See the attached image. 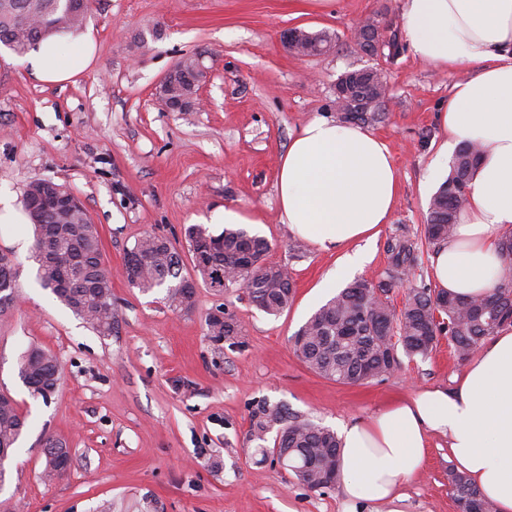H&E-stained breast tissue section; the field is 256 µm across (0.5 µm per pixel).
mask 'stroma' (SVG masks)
<instances>
[{
    "mask_svg": "<svg viewBox=\"0 0 512 512\" xmlns=\"http://www.w3.org/2000/svg\"><path fill=\"white\" fill-rule=\"evenodd\" d=\"M403 0H93L82 28L95 45L90 65L73 79L38 82L24 56L0 45V202L22 209V193L50 179L79 196L100 232L112 273L119 325L93 332L36 279L28 224L0 223V251L17 270V299L0 313V393L11 395L27 428L7 463L0 499L11 512H345L342 488L313 491L262 459L250 436L259 403L286 406L339 430L368 421L389 402L449 388L470 362L439 337L425 357L400 355L380 380L338 383L311 371L293 336L329 299L320 285L338 255L293 235L282 224L276 182L292 137L310 120L336 116L334 86L345 71L382 69L391 105L371 131L388 145L400 192L390 223L369 246L352 280L390 285L402 307L410 284H431L435 245L424 239L429 203L422 186L445 138L438 114L452 84L478 64L437 67L402 50L391 58L358 52L351 29L374 14L402 25ZM290 27L333 35L325 55L299 59L281 45ZM205 52L211 71L197 112L162 109L158 91L180 60ZM265 239L267 262L287 266L294 281L282 314L258 310L240 290L197 285L187 310L169 308L162 288L129 286L124 253L155 234L180 251L193 276L184 230L209 224L220 233L225 210ZM419 241L410 281L391 282L389 237ZM241 326L236 343H215L205 321L217 308ZM62 366L50 398L31 396L19 377L31 345ZM66 443L65 473L44 480L42 440ZM444 437L430 438L418 473L407 481L403 512H457L448 486L453 463Z\"/></svg>",
    "mask_w": 512,
    "mask_h": 512,
    "instance_id": "obj_1",
    "label": "stroma"
}]
</instances>
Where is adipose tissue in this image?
Listing matches in <instances>:
<instances>
[{
    "instance_id": "ef3b65f1",
    "label": "adipose tissue",
    "mask_w": 512,
    "mask_h": 512,
    "mask_svg": "<svg viewBox=\"0 0 512 512\" xmlns=\"http://www.w3.org/2000/svg\"><path fill=\"white\" fill-rule=\"evenodd\" d=\"M404 30L414 55L437 66L478 62L481 72L455 83L439 123L448 156L462 142L484 147L452 236L436 250L437 288L482 297L504 266L499 244L512 231V0H404ZM94 46L56 34L31 51L34 77L71 80ZM400 188L387 144L356 124L308 122L290 141L278 179L282 223L323 250L344 255L334 280L362 265L366 245L389 223ZM448 438V453L497 512H512V324L472 357L452 390L395 401L367 422L342 428L339 467L352 512L365 502H400L404 482L424 460L429 434Z\"/></svg>"
}]
</instances>
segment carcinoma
I'll return each instance as SVG.
<instances>
[{
  "instance_id": "carcinoma-1",
  "label": "carcinoma",
  "mask_w": 512,
  "mask_h": 512,
  "mask_svg": "<svg viewBox=\"0 0 512 512\" xmlns=\"http://www.w3.org/2000/svg\"><path fill=\"white\" fill-rule=\"evenodd\" d=\"M63 0H0V44L17 54L52 35L47 19L62 24L57 33L80 30L92 8L85 0L81 13L62 10ZM481 146L468 142L456 152L448 178L428 204L425 239L440 244L453 232L473 168ZM33 226L32 260L43 288L90 329L101 336L112 335L118 312L112 301L111 273L105 266L98 230L93 224H73L58 228L51 224L47 210L28 211ZM196 275L209 287L222 293L242 289L260 310L277 316L290 304L294 286L288 268L271 265L265 256V239L243 227H226L219 234L202 224L185 230ZM209 251L204 261L195 253ZM393 278H409L417 263L418 244L407 235L387 242ZM183 260L169 240L145 235L125 251V271L129 284L144 292L167 286V301L175 309L191 308L195 281L182 276ZM14 267L0 265V312L16 297ZM382 290L366 282H354L340 289L300 327L294 346L304 364L314 373L341 383L379 380L392 373L397 358L389 352L403 350L408 356H427L438 336H448L455 350L466 355L496 334L498 328L512 323V278L501 276L492 292L484 297L464 299L434 290L426 285L409 288L401 310L393 309ZM207 334L216 343L238 336L233 316L225 321L206 319ZM19 375L34 396L47 398L60 380V364L54 354L40 346L30 347L23 355ZM26 426V418L16 402L0 398V481L6 477V463ZM275 432L274 447L285 453V464L303 471L310 489L322 484V477L335 475L339 439L336 432L307 419L292 415L281 405H260L254 412L250 434L266 441ZM451 495L461 512H495L492 502L481 497L477 488L460 472L448 471Z\"/></svg>"
}]
</instances>
